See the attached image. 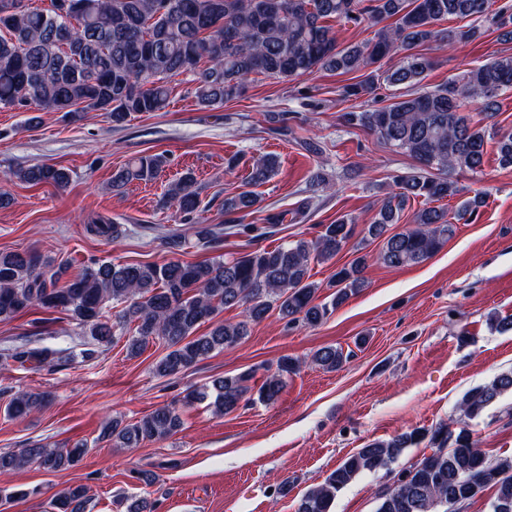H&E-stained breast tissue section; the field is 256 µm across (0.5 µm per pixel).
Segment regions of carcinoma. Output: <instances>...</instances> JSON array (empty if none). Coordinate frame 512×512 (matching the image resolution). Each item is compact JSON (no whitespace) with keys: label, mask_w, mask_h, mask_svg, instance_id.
I'll return each mask as SVG.
<instances>
[{"label":"carcinoma","mask_w":512,"mask_h":512,"mask_svg":"<svg viewBox=\"0 0 512 512\" xmlns=\"http://www.w3.org/2000/svg\"><path fill=\"white\" fill-rule=\"evenodd\" d=\"M78 12L64 16L58 0L49 10L31 9L22 0H0V106L24 112H60L70 123L87 110L101 112L115 127L136 113L161 112L168 106L172 82L192 76L194 94L204 106L220 104L245 89L253 75L291 78L320 70L362 73V79L341 86V100L369 99L384 87L404 86L407 92L392 103L343 113V120L375 135L417 163L416 171L390 177L373 221L363 225L365 240L382 242L373 257L363 254L336 269L327 284L329 300H319L321 285L310 280L311 265L333 260L354 236L357 219L344 215L322 225L311 239L273 249H257L238 257L186 262L169 258L144 264L92 262L68 274L65 261L38 253L0 252V323L41 309L66 312L89 331L96 347L80 352L90 360L99 348L126 339L131 355L153 340L167 347L154 365L161 377L176 376L215 351L232 348L248 334L251 323L271 311L281 319L312 328L321 325L350 297L366 286L369 261L390 268L421 263L453 236L456 222L469 221L486 204L484 193L465 198L454 214L439 205L463 194L448 171L482 170L485 146L496 140L498 163L512 167V133L473 121L467 104L481 100L485 118L493 117L495 98L512 89V56H501L436 87L422 85L430 68L416 51L424 43L451 44L481 35L488 24L512 40V0H76ZM447 18L470 19L466 30L438 29ZM332 21L381 25L374 39L341 47ZM399 62L379 67L390 54ZM166 164L161 154L134 158L112 173V190L157 178ZM279 166L277 156L255 159L249 183L267 182ZM30 184L64 187L70 175L62 168L34 165L13 173ZM422 200L412 224L395 230L405 205ZM254 192L243 190L224 199V212L257 206ZM163 204L190 215L199 210L200 191L192 173L171 182ZM92 235L115 241L120 225L98 218L87 225ZM226 229L200 224L198 241L219 243ZM121 309L106 314L109 304ZM242 309L243 319L224 322L220 313ZM212 323L205 334L200 326ZM352 357L340 347L316 350L310 363L336 371ZM21 365L34 362L49 372L73 355L52 347H19L0 356ZM301 361L284 356L277 371L266 377L258 399L276 400L288 376ZM252 374L216 378L193 389L184 402L209 401L222 416L234 411L251 391ZM512 395V369L468 390L460 409L470 420L481 417L503 397ZM44 395L14 394L6 406L12 419L39 410ZM182 426L178 401L155 408L137 420L115 417L98 437L119 448H138L165 439ZM426 443L430 452L399 474L396 485L380 495L377 512H448V502L463 505L486 487L495 489L492 503L512 508V457L491 463L477 447L469 429L441 423L414 429L386 440H372L348 456L324 481L301 498L297 512H331L338 493L365 472L387 469L405 449ZM88 443L68 448L31 446L0 452V475L8 477L34 465L56 472L78 464ZM83 485H68L53 494L51 512H89Z\"/></svg>","instance_id":"carcinoma-1"}]
</instances>
